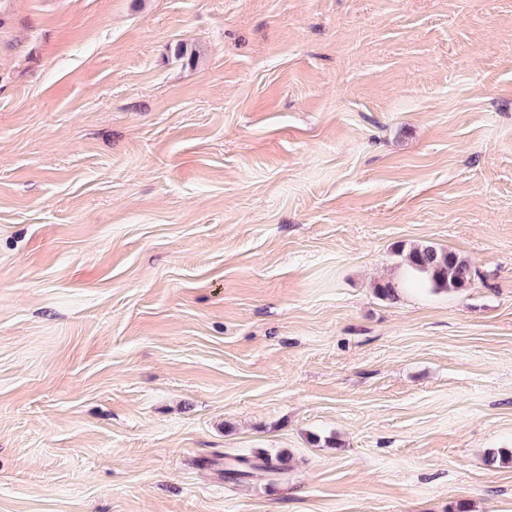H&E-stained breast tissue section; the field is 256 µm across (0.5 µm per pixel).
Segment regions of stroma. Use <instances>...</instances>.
<instances>
[{"label":"stroma","instance_id":"35a3bbf8","mask_svg":"<svg viewBox=\"0 0 512 512\" xmlns=\"http://www.w3.org/2000/svg\"><path fill=\"white\" fill-rule=\"evenodd\" d=\"M0 512H512V0H0ZM404 261L410 271L423 278H411L408 283L414 287L451 292L467 288L470 284L468 260L454 251L420 243L408 249ZM260 462H255L248 457L238 456L228 464L225 468V478L235 481L250 477L252 470L262 467L271 473H279L284 469L281 458L279 456L265 455L259 458Z\"/></svg>","mask_w":512,"mask_h":512}]
</instances>
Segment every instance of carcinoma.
I'll return each instance as SVG.
<instances>
[{"mask_svg":"<svg viewBox=\"0 0 512 512\" xmlns=\"http://www.w3.org/2000/svg\"><path fill=\"white\" fill-rule=\"evenodd\" d=\"M405 266L419 278H412L409 284L428 287L433 291H459L470 285L471 269L464 257L458 253L428 243L416 244L406 252ZM262 467L271 473L284 470L281 458L265 455L260 462L238 456L225 468V477L240 481L250 477L252 470Z\"/></svg>","mask_w":512,"mask_h":512,"instance_id":"carcinoma-1","label":"carcinoma"}]
</instances>
